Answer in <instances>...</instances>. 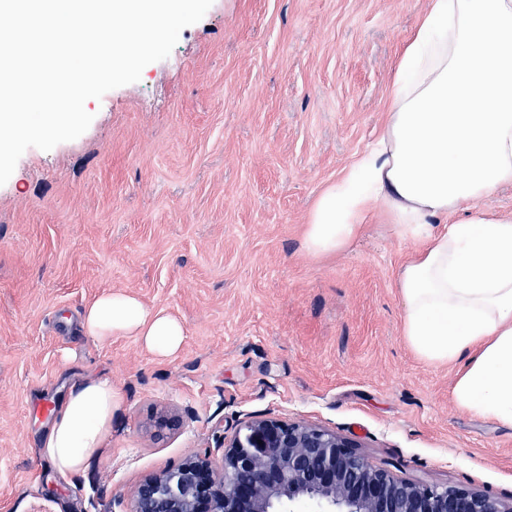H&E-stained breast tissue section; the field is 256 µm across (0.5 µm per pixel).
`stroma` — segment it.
I'll return each mask as SVG.
<instances>
[{
	"instance_id": "1",
	"label": "stroma",
	"mask_w": 512,
	"mask_h": 512,
	"mask_svg": "<svg viewBox=\"0 0 512 512\" xmlns=\"http://www.w3.org/2000/svg\"><path fill=\"white\" fill-rule=\"evenodd\" d=\"M430 0H213L138 82L88 100V130L28 148L0 186V512H113L189 451L220 459L256 416L356 439L396 476L512 495V428L456 408L455 368L401 335L415 248L374 205L343 250L309 212L386 120ZM106 291L176 317L160 356L81 326ZM122 397L75 475L41 447L70 388Z\"/></svg>"
}]
</instances>
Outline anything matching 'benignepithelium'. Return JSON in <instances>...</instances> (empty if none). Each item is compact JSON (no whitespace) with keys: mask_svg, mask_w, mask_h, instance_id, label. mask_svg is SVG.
I'll list each match as a JSON object with an SVG mask.
<instances>
[{"mask_svg":"<svg viewBox=\"0 0 512 512\" xmlns=\"http://www.w3.org/2000/svg\"><path fill=\"white\" fill-rule=\"evenodd\" d=\"M221 462L191 452L132 490L128 512H512L508 499L466 486L398 478L352 438L304 421L256 417L223 441Z\"/></svg>","mask_w":512,"mask_h":512,"instance_id":"benign-epithelium-1","label":"benign epithelium"}]
</instances>
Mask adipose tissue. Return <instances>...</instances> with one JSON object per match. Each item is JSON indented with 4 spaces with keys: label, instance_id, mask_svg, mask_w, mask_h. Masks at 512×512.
Wrapping results in <instances>:
<instances>
[{
    "label": "adipose tissue",
    "instance_id": "1",
    "mask_svg": "<svg viewBox=\"0 0 512 512\" xmlns=\"http://www.w3.org/2000/svg\"><path fill=\"white\" fill-rule=\"evenodd\" d=\"M512 185V0H430L397 65L388 118L374 144L313 205L305 247L344 249L381 202L396 233L418 241L397 278L402 336L423 362L453 366L456 407L512 426V219L476 202ZM468 211L465 221L449 214ZM84 332L136 336L162 356L184 328L135 296L107 292L87 306ZM120 393L74 385L42 446L59 473L81 472L112 428Z\"/></svg>",
    "mask_w": 512,
    "mask_h": 512
}]
</instances>
